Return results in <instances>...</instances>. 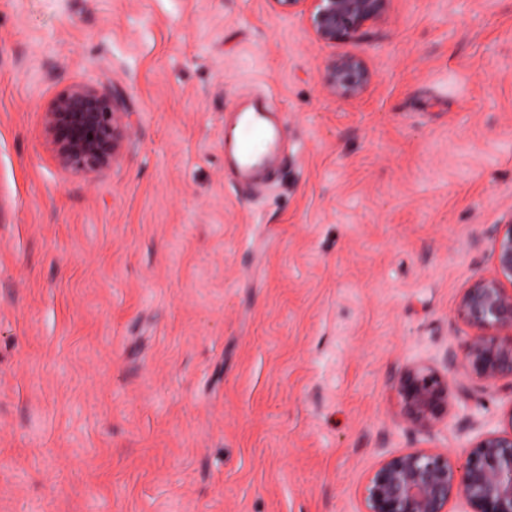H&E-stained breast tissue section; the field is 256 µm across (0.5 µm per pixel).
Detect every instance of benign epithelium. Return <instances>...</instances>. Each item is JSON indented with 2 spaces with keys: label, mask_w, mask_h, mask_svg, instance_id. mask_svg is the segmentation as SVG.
Instances as JSON below:
<instances>
[{
  "label": "benign epithelium",
  "mask_w": 512,
  "mask_h": 512,
  "mask_svg": "<svg viewBox=\"0 0 512 512\" xmlns=\"http://www.w3.org/2000/svg\"><path fill=\"white\" fill-rule=\"evenodd\" d=\"M283 14H308L312 30L329 46L342 43L381 20L391 0H271ZM373 79L365 61L350 53L333 56L324 85L338 101L361 96ZM131 126L122 101L94 87L76 84L57 95L45 112V132L60 167L92 172L122 153ZM494 271L480 276L460 295L456 316L469 329L451 368L484 384L504 381L512 388V224L492 238ZM407 420L430 432L448 419V375L422 364L406 367L394 381ZM363 512H512V407L497 428L480 432L464 462L448 451L415 450L379 465L364 488Z\"/></svg>",
  "instance_id": "obj_1"
}]
</instances>
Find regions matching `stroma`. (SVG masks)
<instances>
[{"label":"stroma","mask_w":512,"mask_h":512,"mask_svg":"<svg viewBox=\"0 0 512 512\" xmlns=\"http://www.w3.org/2000/svg\"><path fill=\"white\" fill-rule=\"evenodd\" d=\"M338 52L373 73L347 103ZM74 84L132 114L105 170L55 161ZM266 93L288 141L243 196L224 116ZM510 222L512 0H392L333 47L270 0H0V512H362L385 457L464 459L512 390L429 434L393 381L447 371ZM373 79L365 61L350 53L334 55L324 70V85L338 101H351L361 96Z\"/></svg>","instance_id":"obj_1"}]
</instances>
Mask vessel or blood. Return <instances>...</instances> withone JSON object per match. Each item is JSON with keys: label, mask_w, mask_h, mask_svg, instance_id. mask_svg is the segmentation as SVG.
<instances>
[{"label": "vessel or blood", "mask_w": 512, "mask_h": 512, "mask_svg": "<svg viewBox=\"0 0 512 512\" xmlns=\"http://www.w3.org/2000/svg\"><path fill=\"white\" fill-rule=\"evenodd\" d=\"M283 121L269 96L244 101L224 122V161L230 181L248 188L266 181L281 157Z\"/></svg>", "instance_id": "1"}]
</instances>
